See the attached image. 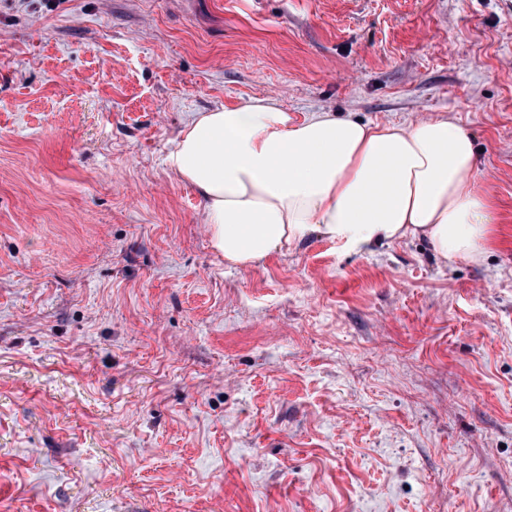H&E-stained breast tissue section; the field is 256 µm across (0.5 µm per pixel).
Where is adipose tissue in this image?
Returning a JSON list of instances; mask_svg holds the SVG:
<instances>
[{
	"label": "adipose tissue",
	"mask_w": 512,
	"mask_h": 512,
	"mask_svg": "<svg viewBox=\"0 0 512 512\" xmlns=\"http://www.w3.org/2000/svg\"><path fill=\"white\" fill-rule=\"evenodd\" d=\"M167 164L204 198L211 246L233 266L312 232L358 250L420 234L442 260L472 263L495 239L475 143L446 118L296 120L277 98H256L195 115Z\"/></svg>",
	"instance_id": "adipose-tissue-1"
}]
</instances>
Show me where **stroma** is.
I'll use <instances>...</instances> for the list:
<instances>
[{
  "instance_id": "1",
  "label": "stroma",
  "mask_w": 512,
  "mask_h": 512,
  "mask_svg": "<svg viewBox=\"0 0 512 512\" xmlns=\"http://www.w3.org/2000/svg\"><path fill=\"white\" fill-rule=\"evenodd\" d=\"M269 96L459 124L491 251L226 264L166 157ZM0 512H512V0H0Z\"/></svg>"
}]
</instances>
